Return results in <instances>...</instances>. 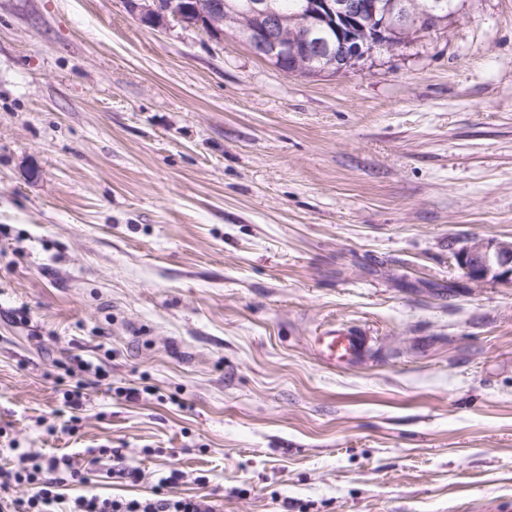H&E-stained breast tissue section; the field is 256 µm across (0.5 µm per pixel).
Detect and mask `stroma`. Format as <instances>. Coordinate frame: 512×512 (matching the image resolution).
<instances>
[{"mask_svg":"<svg viewBox=\"0 0 512 512\" xmlns=\"http://www.w3.org/2000/svg\"><path fill=\"white\" fill-rule=\"evenodd\" d=\"M476 236L512 239V0L315 76L124 0H0V467L116 448L140 481L67 495L176 468L222 512H512V284L463 277ZM342 327L369 342L333 367ZM73 356L103 376L69 433ZM317 348L322 360L336 367L361 357L366 348V338L351 332L336 333L335 330L326 336H320Z\"/></svg>","mask_w":512,"mask_h":512,"instance_id":"stroma-1","label":"stroma"}]
</instances>
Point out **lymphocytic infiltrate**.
<instances>
[{
    "mask_svg": "<svg viewBox=\"0 0 512 512\" xmlns=\"http://www.w3.org/2000/svg\"><path fill=\"white\" fill-rule=\"evenodd\" d=\"M180 478L176 470L160 478V485L170 491L161 499H117L97 494L68 498L63 486L85 482L84 469L73 467L65 457L44 463L36 459L14 470L0 468V512H218L208 496L174 495Z\"/></svg>",
    "mask_w": 512,
    "mask_h": 512,
    "instance_id": "lymphocytic-infiltrate-1",
    "label": "lymphocytic infiltrate"
}]
</instances>
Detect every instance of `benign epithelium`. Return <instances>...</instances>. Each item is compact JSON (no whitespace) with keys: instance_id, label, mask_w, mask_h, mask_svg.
Masks as SVG:
<instances>
[{"instance_id":"benign-epithelium-1","label":"benign epithelium","mask_w":512,"mask_h":512,"mask_svg":"<svg viewBox=\"0 0 512 512\" xmlns=\"http://www.w3.org/2000/svg\"><path fill=\"white\" fill-rule=\"evenodd\" d=\"M128 7L141 20L159 24L169 18L213 37L224 36V0H128ZM396 0H299L297 17L301 37L288 40L281 33L282 18L270 0H249L245 30L248 47L255 56L276 68L285 61L317 57L330 68H345L364 56L393 46L391 34L403 22ZM331 29L339 43L317 38ZM456 262L473 283L512 282V240L474 238L456 252Z\"/></svg>"}]
</instances>
